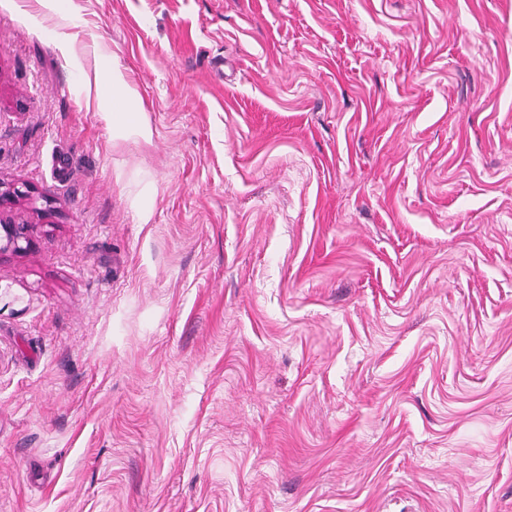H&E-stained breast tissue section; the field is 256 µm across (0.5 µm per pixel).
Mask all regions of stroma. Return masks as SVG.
I'll list each match as a JSON object with an SVG mask.
<instances>
[{
  "label": "stroma",
  "mask_w": 512,
  "mask_h": 512,
  "mask_svg": "<svg viewBox=\"0 0 512 512\" xmlns=\"http://www.w3.org/2000/svg\"><path fill=\"white\" fill-rule=\"evenodd\" d=\"M39 18L0 0V512H512V0ZM110 81L112 83L113 101L119 104V110L116 112H135V98L129 88L123 81L119 67H112V72L108 75L97 73L95 81ZM21 242L25 243V247L20 246ZM33 245L31 224L19 221L12 215H4L0 211V253L10 249L13 251H20L24 248L31 249Z\"/></svg>",
  "instance_id": "stroma-1"
}]
</instances>
